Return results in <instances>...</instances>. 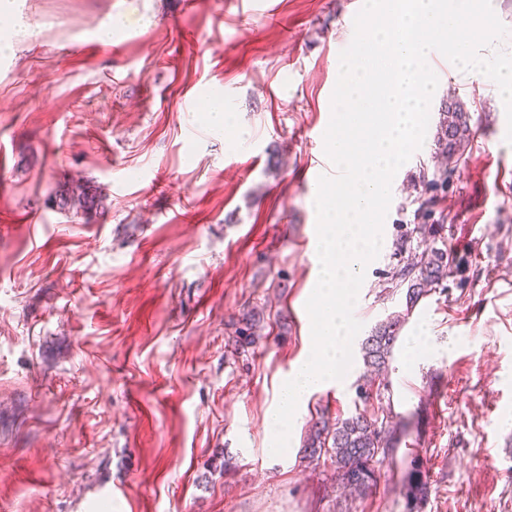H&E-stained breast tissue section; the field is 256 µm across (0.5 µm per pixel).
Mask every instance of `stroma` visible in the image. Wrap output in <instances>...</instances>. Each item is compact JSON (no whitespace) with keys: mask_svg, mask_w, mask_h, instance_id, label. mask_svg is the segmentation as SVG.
<instances>
[{"mask_svg":"<svg viewBox=\"0 0 512 512\" xmlns=\"http://www.w3.org/2000/svg\"><path fill=\"white\" fill-rule=\"evenodd\" d=\"M362 4L11 0L0 12V512H512V144L495 83L443 58L360 289L362 335L409 313L388 374L359 399L354 354L303 405L288 451L269 447L278 384L311 341L305 174L335 173L318 134ZM117 15L131 32L102 44ZM215 92L231 115L221 136L202 110ZM451 97L469 141L434 185ZM75 181L100 200L90 214L53 202ZM429 246L448 277L409 311L393 273ZM253 307L260 337L236 350ZM422 328L436 351L404 372ZM358 411L396 434L374 484L350 495L303 445L320 416Z\"/></svg>","mask_w":512,"mask_h":512,"instance_id":"1","label":"stroma"}]
</instances>
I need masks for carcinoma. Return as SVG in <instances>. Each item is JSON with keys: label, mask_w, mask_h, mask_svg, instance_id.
I'll return each mask as SVG.
<instances>
[{"label": "carcinoma", "mask_w": 512, "mask_h": 512, "mask_svg": "<svg viewBox=\"0 0 512 512\" xmlns=\"http://www.w3.org/2000/svg\"><path fill=\"white\" fill-rule=\"evenodd\" d=\"M441 112L442 120L437 130L438 152L441 158L451 163L467 146V115L462 104L452 98L443 104ZM95 203L96 194L78 187L60 193L57 206L63 210H89ZM447 277V256L437 250L421 255L395 273L398 283L407 285L406 312L380 323L361 343L363 362L375 376L381 377L388 371L389 359L406 313L436 292ZM261 320L263 314L255 308L242 314L239 320L241 326L236 328L237 347L243 349L255 342V332ZM391 441L392 432L364 413L338 419L334 424L322 416L311 426L304 452L312 462L323 455L328 457L342 483L354 487L356 491H363L374 483L376 457L386 454Z\"/></svg>", "instance_id": "carcinoma-1"}]
</instances>
